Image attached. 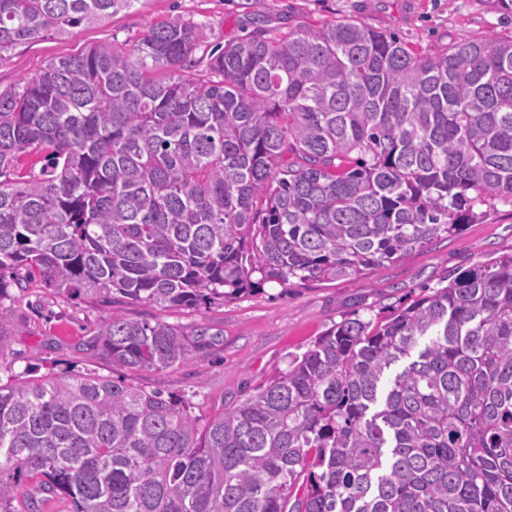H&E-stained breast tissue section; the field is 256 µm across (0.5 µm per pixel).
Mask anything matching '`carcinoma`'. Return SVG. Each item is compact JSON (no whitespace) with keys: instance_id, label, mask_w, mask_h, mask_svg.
I'll use <instances>...</instances> for the list:
<instances>
[{"instance_id":"obj_1","label":"carcinoma","mask_w":512,"mask_h":512,"mask_svg":"<svg viewBox=\"0 0 512 512\" xmlns=\"http://www.w3.org/2000/svg\"><path fill=\"white\" fill-rule=\"evenodd\" d=\"M142 0H0V52ZM170 17L0 92L3 301L232 299L252 275L376 270L512 203V40L437 54L341 20L196 57ZM43 160L25 170L30 156ZM428 338L423 349L420 341ZM97 349L188 360L176 325L112 313ZM512 512V252L383 319L345 318L207 418L94 372L0 382V512Z\"/></svg>"}]
</instances>
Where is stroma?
I'll use <instances>...</instances> for the list:
<instances>
[{
	"label": "stroma",
	"instance_id": "35a3bbf8",
	"mask_svg": "<svg viewBox=\"0 0 512 512\" xmlns=\"http://www.w3.org/2000/svg\"><path fill=\"white\" fill-rule=\"evenodd\" d=\"M175 15L205 24L213 44L245 37L257 15L283 32L301 23L318 27L353 19L432 54L463 36L512 40V10L500 8L496 0H145L97 26L1 52L0 91L19 86L49 61L86 47L113 40L134 42L149 24ZM510 250L512 205L498 201L485 207L479 223L435 238L377 271L331 282L265 281L236 298L193 309L119 296L109 303L67 299L35 277L5 303L13 334L0 343V376L92 370L181 395L194 403L196 413L207 416L236 401L246 387L286 369L292 355L306 351L311 341L344 318L384 317L418 299L425 289L445 286L459 272ZM113 310L131 320L160 319L179 326L189 343L187 363L162 372L113 367L95 346L99 326ZM201 327L214 335L204 347L196 336Z\"/></svg>",
	"mask_w": 512,
	"mask_h": 512
}]
</instances>
